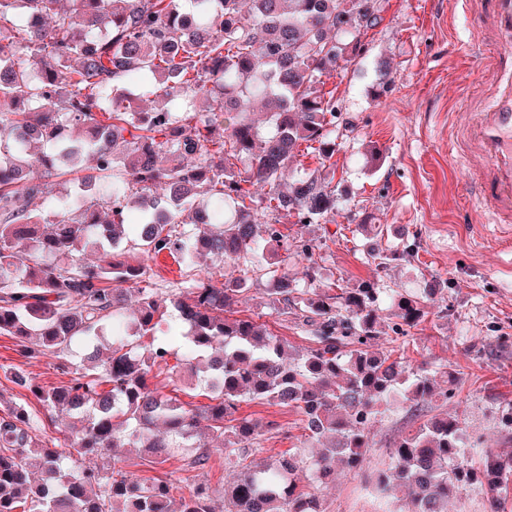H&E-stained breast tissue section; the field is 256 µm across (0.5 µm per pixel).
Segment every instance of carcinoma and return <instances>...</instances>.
I'll use <instances>...</instances> for the list:
<instances>
[{
    "label": "carcinoma",
    "instance_id": "cac0c4a2",
    "mask_svg": "<svg viewBox=\"0 0 512 512\" xmlns=\"http://www.w3.org/2000/svg\"><path fill=\"white\" fill-rule=\"evenodd\" d=\"M380 12L381 0H190L186 9L179 0H0V336L17 339L25 359L57 360L65 384L16 382L51 423H80L48 439L27 405L9 406L0 512H211L205 480L142 482L95 460L133 447L162 464L181 449L183 470L198 471L215 440L240 468L224 512H325L298 483L301 468L327 484L337 466H361L372 423L395 402L455 398L454 372L439 384L378 349L376 282L300 289L272 260L318 248L280 217L317 224L336 212L320 171L282 176L304 144L324 163L335 156L336 103L323 78L362 55ZM152 96L164 105L142 109ZM251 100L263 103L269 131L247 110ZM86 159L93 174L58 181ZM256 182L269 187L262 198ZM132 209L139 222L127 224ZM260 209L275 215L261 233ZM129 248L167 252L190 270L207 258L243 268L221 282L211 272L178 282L163 297ZM414 251L406 241L371 256L386 269ZM260 272L271 313L292 317L309 341L294 357L266 324L227 316ZM429 299L392 296L390 341L407 337ZM75 345L89 354L73 368ZM163 364L171 375L202 373L210 404L187 407L154 386ZM245 398L294 410L316 456L306 463L290 448L273 468L247 463L258 425L236 417ZM492 411L511 445L512 399ZM377 485L387 499L407 491V512H448L466 485L484 489L486 512H512V452L485 447L461 413L439 414L393 444Z\"/></svg>",
    "mask_w": 512,
    "mask_h": 512
}]
</instances>
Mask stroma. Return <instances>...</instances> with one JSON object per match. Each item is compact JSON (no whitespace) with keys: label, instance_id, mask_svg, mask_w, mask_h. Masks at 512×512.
<instances>
[{"label":"stroma","instance_id":"stroma-1","mask_svg":"<svg viewBox=\"0 0 512 512\" xmlns=\"http://www.w3.org/2000/svg\"><path fill=\"white\" fill-rule=\"evenodd\" d=\"M378 25L363 41L356 61L325 79L336 99L338 148L334 182L343 197L334 215L318 224L289 225L290 234L317 239L312 257L290 256L288 269L298 287H308L305 272L317 266L322 284L353 288L377 282L382 322H389L392 291L419 293L445 284L442 302L428 306L411 328L403 353L431 369L451 367L460 392L450 403L426 405L428 415L463 412L470 429L495 437L489 407L502 393L512 394V349L498 353V336L512 337V226L484 223L473 215L463 224L467 202L465 171L448 152L454 127L462 119L461 99L479 93L491 80L475 58L457 53L468 42L474 17L460 0H382ZM390 71L389 89L376 90L378 63ZM383 228V245L415 237L413 257L379 269L367 254L362 218ZM49 388L66 382L54 359L25 361L16 341L0 336V395L27 403L40 419L48 414L26 388L13 383L15 370ZM239 416L259 424L256 463L275 460L287 449L312 453L298 415L286 407L241 402ZM419 420L399 404L379 415L371 427L372 445L361 469L343 471L319 494L326 512H373L379 500L370 476L385 469L395 441Z\"/></svg>","mask_w":512,"mask_h":512}]
</instances>
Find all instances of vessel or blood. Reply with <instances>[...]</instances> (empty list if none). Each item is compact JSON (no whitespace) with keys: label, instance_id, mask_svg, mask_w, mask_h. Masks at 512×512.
Instances as JSON below:
<instances>
[{"label":"vessel or blood","instance_id":"1","mask_svg":"<svg viewBox=\"0 0 512 512\" xmlns=\"http://www.w3.org/2000/svg\"><path fill=\"white\" fill-rule=\"evenodd\" d=\"M480 22L483 66L492 81L480 101H467L452 139L453 160L476 174L471 205L489 224L512 222V0H463Z\"/></svg>","mask_w":512,"mask_h":512}]
</instances>
